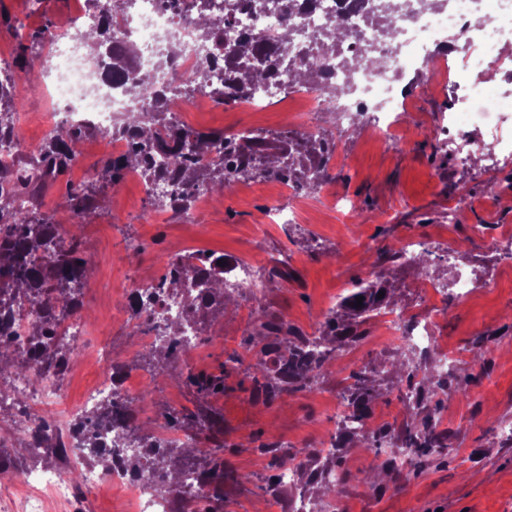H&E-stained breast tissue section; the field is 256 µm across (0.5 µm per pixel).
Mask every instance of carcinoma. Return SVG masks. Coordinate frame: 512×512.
I'll list each match as a JSON object with an SVG mask.
<instances>
[{
	"instance_id": "obj_1",
	"label": "carcinoma",
	"mask_w": 512,
	"mask_h": 512,
	"mask_svg": "<svg viewBox=\"0 0 512 512\" xmlns=\"http://www.w3.org/2000/svg\"><path fill=\"white\" fill-rule=\"evenodd\" d=\"M110 26L111 22L107 21L99 28L95 46L98 53L111 57L112 72L127 78V91L134 94L139 83L128 75L136 65L137 51L132 46L112 48L108 36ZM223 26V14H203L198 31L202 38L220 45ZM341 38L340 30L330 25L320 34L319 47L331 51ZM18 39L14 70L5 75L0 73V140L11 141L22 151L23 137L10 121L9 104L35 90L28 75L34 71L39 56L27 55V46L21 42L23 36ZM221 62L224 89L218 92V103L226 104L277 76L282 64V49L244 37L235 43L233 52L222 55ZM210 73L208 67L199 70L191 81L179 87L178 92L189 97L196 90L207 87ZM118 132L130 134V151L97 168L90 184L66 185L64 206L77 219L94 208L96 186L119 184L130 168L140 169V176L147 185L166 179L177 186L178 191L167 201L150 199L152 206L174 212H184L192 207V189L200 180L208 183L218 196L224 194L233 180L256 178L280 177L306 190H315L321 186L334 148L331 140L325 137L292 131L268 139L182 128L158 109L147 116L134 114L127 117ZM93 133L95 130L90 128L61 127L46 137L32 158L15 162L7 176L0 175V376L6 372L17 375L43 366L65 371L75 355V350L57 337L56 324L69 309L81 305L79 293L86 282L88 261L80 238L70 232L62 236L45 215L36 210L15 208L11 199L39 192L48 182L63 175L79 154L82 140ZM217 147L222 148L230 163L220 164L206 173L199 172L195 167L196 157ZM168 155L180 159L179 168L170 170L157 164L159 157ZM198 257V253H188L168 258L164 263V274L150 288L159 292L190 293V317L202 326L210 312L224 310L228 295L224 292V266L210 257L211 267L198 274L190 264ZM381 291L384 296L379 299L377 295ZM392 295L393 289L383 280L377 284L359 282V287L342 298L339 311L325 317L317 336L294 329L279 316L258 312L257 335L245 342L246 349L253 352L255 359V363L246 368L252 396L257 400L272 401L284 394L311 388L343 348L364 338L365 331L361 327L390 307ZM359 296L363 297L360 306L356 302ZM24 302L42 306L43 316L40 325L28 337L26 346L21 348L16 342L13 320L15 307ZM147 354L156 360V375L177 380L194 390L206 403L224 394L229 371L243 365L242 357L233 353L219 365L216 373L189 367L177 371L174 368L176 355L169 342L156 344L147 349ZM266 356L274 357L275 368L266 367L263 362ZM408 378L411 379L409 387L417 421L398 436L409 449V466L420 468L430 462L432 456L448 454V433L438 430L440 396H446L452 390L459 392L461 388L452 387V382L446 379L436 380L428 376L424 369L418 374L409 372ZM348 379L350 383L343 392L345 408L351 419L363 423L370 418L374 387L362 370L351 373ZM94 418L112 427L113 443L139 449L127 461V466L134 472L150 470L157 491H174L181 485L184 472L190 470L215 484L214 493L203 497L213 503V507L205 512H219V504L224 502V479L243 480L242 476L227 470L224 458L219 456L224 446L201 448L193 443L162 447L155 433L143 434L140 425L130 423L127 406L122 400L92 411L90 418L76 420L72 432L84 434ZM168 420L179 430L202 424L208 425L212 432L219 428L217 416L206 407L199 408L196 413H170ZM258 450L271 457V465L275 468L285 459L303 458L299 476L308 484L319 485L324 496L339 495V483L331 480L328 468L336 452L326 454L317 448L292 450L274 442H262Z\"/></svg>"
}]
</instances>
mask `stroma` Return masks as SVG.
I'll use <instances>...</instances> for the list:
<instances>
[{"label": "stroma", "mask_w": 512, "mask_h": 512, "mask_svg": "<svg viewBox=\"0 0 512 512\" xmlns=\"http://www.w3.org/2000/svg\"><path fill=\"white\" fill-rule=\"evenodd\" d=\"M78 0H9L0 10L5 24L21 27L28 49L33 33L65 20ZM418 72L413 95L414 124L401 127L392 143L370 133L344 127L343 148L333 154L327 178L317 189L292 198L287 185L246 180L213 201H199L191 218L167 214L149 222L152 212L140 177L125 175L119 190L105 189L97 208L84 219L78 234L95 261L79 299L92 324L79 347L78 360L63 382L69 409L76 410L100 379V361L124 359L137 375L132 392L150 400L157 413L171 408L196 410L195 393L153 374V363L136 348L134 322L123 304V292L140 279H156L165 258L188 252L221 255L253 264L265 281L257 295H234L224 310L209 315L190 362L196 370H214L226 353L238 349L258 330L256 314L267 310L292 327L314 334L321 321L358 280L383 274L395 286L394 307L414 315L431 314L437 346L427 355L433 376L455 375L460 392L445 400L441 429L453 447L447 464L430 462L422 470L399 476L384 472L385 457L363 439L348 442L334 461L343 476L338 495L341 512H512V444L499 430L512 426V261L500 254L499 238L512 237V156L494 171L481 159L461 164L443 150L435 136L447 123L452 100L440 85H428ZM309 92L294 88L252 109L218 105L186 112L194 129L243 130L261 136L291 131L309 108ZM353 199L352 214L338 211L332 200ZM467 198V220L449 223L448 206ZM297 208L295 223H265L270 203ZM428 238L435 248L427 266L400 261L379 263L381 250L400 248L410 238ZM454 252L455 264L444 255ZM467 275L477 285L472 295L449 291L426 309L425 279L452 282ZM366 338L343 349L312 388L265 402L253 399L244 370L232 371L224 396L211 406L222 418L219 441L224 459L244 475L243 483H224V512H256L257 506L289 512L296 497L317 501V490L293 486L279 499L261 487L273 469L261 454L263 442L306 448L335 425L343 399V380L350 372L372 375L379 395L371 420L402 429L416 415L408 399L407 374L395 371L402 350L388 347L383 316L371 318ZM486 337L483 355L472 344Z\"/></svg>", "instance_id": "1"}]
</instances>
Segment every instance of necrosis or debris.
Here are the masks:
<instances>
[{"instance_id":"necrosis-or-debris-1","label":"necrosis or debris","mask_w":512,"mask_h":512,"mask_svg":"<svg viewBox=\"0 0 512 512\" xmlns=\"http://www.w3.org/2000/svg\"><path fill=\"white\" fill-rule=\"evenodd\" d=\"M221 2L197 0L193 11L177 15L165 9L161 0H87L69 20L44 30L43 53L58 63L57 76L49 88L57 108L39 114V121L49 133L64 124L94 127L104 144L95 161L81 154L76 166H100L126 153L131 146L129 138L113 133L112 128L129 113L161 109L176 119L181 112L214 104L210 89L199 90L187 99L175 88L208 61L211 49L198 35L197 20L205 6ZM379 2L361 0L356 5L352 0H315L309 9L288 11L271 5L258 14L235 12L224 23L225 40L234 42L248 36L274 44L287 41L286 60L290 64L289 69L241 97V104L256 106L276 99L292 72L313 64L321 71L324 84L343 87L344 93L332 98L321 88L311 90L314 109L301 120L304 133L324 134L323 118L330 113L367 128L382 141L409 107L401 85L412 63H420L429 71L439 70L445 68L446 58L452 54L462 66L449 75L448 92L457 96L460 107L451 113L439 137L460 158L478 154L486 164H494L495 149L504 145L502 129L512 124V59L501 54L504 46H512V0H447L442 8L434 0H412L411 9L377 19L372 12ZM108 16L114 19L113 46L132 44L141 50L139 97H131L125 85L113 79L108 57H83L73 48L77 36L96 28ZM332 23L342 30L343 39L335 51L316 55L314 43ZM371 56L376 59L372 65L367 62ZM492 69L502 73L501 86H488L485 75ZM476 126L482 128L484 140L466 135V128ZM140 320L155 326L178 323L180 331L172 342L181 354H189L197 343L199 329L186 321L183 297L160 295L142 309ZM385 325L398 345L413 347L422 354L435 345L429 320L414 323L407 312L393 310L387 312ZM62 378V373L51 368L34 376L21 374L10 381V394L29 404L22 423L28 437L62 439L70 459L83 465L82 482L74 484L68 475L57 472L20 474L17 480L27 485L29 493L21 503L7 505L6 512H47L49 500L72 504L79 499V486L105 483L130 496L135 512H172L171 494L156 491L149 473L127 468L129 448L107 447L111 468L104 473L87 467L91 451L79 438L44 423L43 407L59 406L65 400Z\"/></svg>"}]
</instances>
